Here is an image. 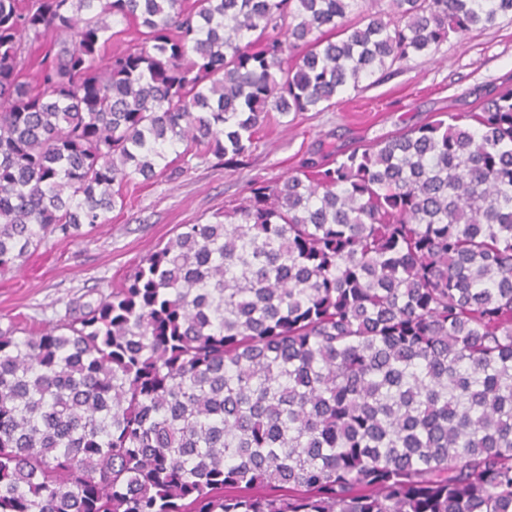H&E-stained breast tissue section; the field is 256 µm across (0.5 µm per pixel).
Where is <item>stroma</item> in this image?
<instances>
[{
	"instance_id": "35a3bbf8",
	"label": "stroma",
	"mask_w": 512,
	"mask_h": 512,
	"mask_svg": "<svg viewBox=\"0 0 512 512\" xmlns=\"http://www.w3.org/2000/svg\"><path fill=\"white\" fill-rule=\"evenodd\" d=\"M512 84V20L465 37H450L435 56H420L358 90L335 107L297 114L288 126L270 125L242 161L193 159L187 171L122 188L125 206L107 223L74 240L49 238L19 268L0 275V326L19 336L52 328L69 303L87 291L124 284L147 255L184 224L211 221L238 204L250 187L297 169L311 154L349 151L437 112H468L485 90Z\"/></svg>"
}]
</instances>
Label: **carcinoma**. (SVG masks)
Returning a JSON list of instances; mask_svg holds the SVG:
<instances>
[{
	"instance_id": "carcinoma-1",
	"label": "carcinoma",
	"mask_w": 512,
	"mask_h": 512,
	"mask_svg": "<svg viewBox=\"0 0 512 512\" xmlns=\"http://www.w3.org/2000/svg\"><path fill=\"white\" fill-rule=\"evenodd\" d=\"M512 0H0V273ZM137 44L106 52L122 31ZM0 327V512H512V87ZM262 488L263 494L253 490Z\"/></svg>"
}]
</instances>
